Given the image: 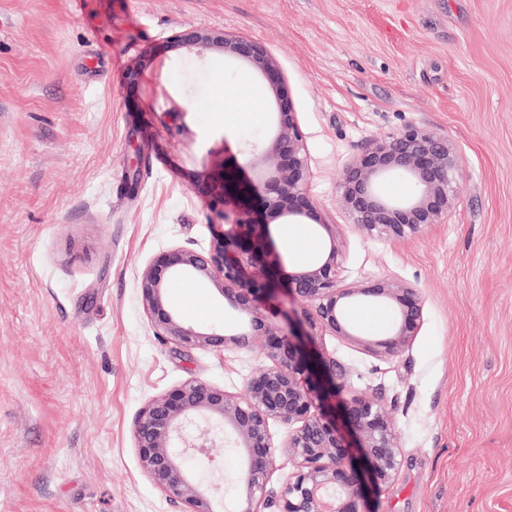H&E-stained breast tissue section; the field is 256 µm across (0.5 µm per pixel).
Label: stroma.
Segmentation results:
<instances>
[{
	"label": "stroma",
	"instance_id": "35a3bbf8",
	"mask_svg": "<svg viewBox=\"0 0 512 512\" xmlns=\"http://www.w3.org/2000/svg\"><path fill=\"white\" fill-rule=\"evenodd\" d=\"M190 25L276 57L344 284L421 290L423 324L395 359L319 339L394 420L402 463L371 512H512V0H0V512H185L139 465L140 408L190 378L243 392L267 363L259 343L156 336L137 288L158 253L221 238L189 178L268 128L221 118V90L250 72L171 49ZM408 125L463 155L455 207L419 236L367 237L338 184ZM170 293L192 322L237 320L210 285Z\"/></svg>",
	"mask_w": 512,
	"mask_h": 512
}]
</instances>
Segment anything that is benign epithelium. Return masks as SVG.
<instances>
[{"mask_svg":"<svg viewBox=\"0 0 512 512\" xmlns=\"http://www.w3.org/2000/svg\"><path fill=\"white\" fill-rule=\"evenodd\" d=\"M169 44L247 65L265 81L273 110L268 136L249 148L259 154V183L238 177L234 166L220 178L205 173L190 181L230 220L223 238L206 255L174 246L154 256L138 278L141 303L158 336L186 349L223 352L260 342L268 364L239 395L191 378L149 399L133 424L139 464L160 490L186 503V512H223L210 449L229 439L244 459L235 512L271 507L275 512H370V493L390 484L401 465L394 422L379 403L354 390L340 397L345 372L317 340L338 336L375 357L395 358L421 328L420 290L390 279L342 284L336 225L325 220L308 192L304 131L285 77L264 43L230 36L222 28L189 26ZM152 60V51L144 52L127 71L126 83L139 82ZM462 170V155L447 136L410 125L372 142L350 162L338 203L363 234L404 240L448 221ZM396 174L413 183L411 196L391 198L381 191L382 181ZM273 223L309 224L324 239L316 259L288 275L286 294L302 309L288 313L282 328L262 312L263 298L280 292L275 283L281 256L269 234ZM177 280L211 283L239 316L237 326L229 330L189 321L170 295ZM366 300L394 307L390 329L363 332L350 319V309ZM275 422L285 428L279 438L271 430ZM283 458L293 469L274 489Z\"/></svg>","mask_w":512,"mask_h":512,"instance_id":"obj_1","label":"benign epithelium"}]
</instances>
